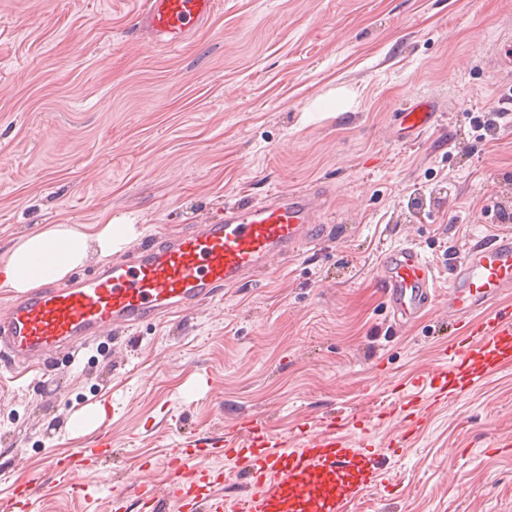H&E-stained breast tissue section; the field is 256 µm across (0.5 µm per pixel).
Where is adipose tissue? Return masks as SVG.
Listing matches in <instances>:
<instances>
[{"label": "adipose tissue", "instance_id": "1", "mask_svg": "<svg viewBox=\"0 0 512 512\" xmlns=\"http://www.w3.org/2000/svg\"><path fill=\"white\" fill-rule=\"evenodd\" d=\"M136 235L131 224H100L90 231L47 225L12 250L0 272V288L25 293L48 282L63 281L89 259L111 262L113 254Z\"/></svg>", "mask_w": 512, "mask_h": 512}]
</instances>
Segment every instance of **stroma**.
Segmentation results:
<instances>
[{
    "instance_id": "1",
    "label": "stroma",
    "mask_w": 512,
    "mask_h": 512,
    "mask_svg": "<svg viewBox=\"0 0 512 512\" xmlns=\"http://www.w3.org/2000/svg\"><path fill=\"white\" fill-rule=\"evenodd\" d=\"M144 0H0V267L46 224H134L132 247L272 192L318 193L324 240L223 299L62 349L0 356V498L33 480L36 512H140L169 448L241 417L277 435L328 413L376 437L357 512H512V367L429 411L403 448L376 425L391 386L444 367L458 254L512 233V0H222L167 51L133 27ZM436 125L402 139L415 97ZM415 245L438 298L394 321L382 252ZM106 410L112 456L61 479L49 454L86 446ZM152 462L150 473L140 466Z\"/></svg>"
}]
</instances>
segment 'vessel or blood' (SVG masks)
I'll return each mask as SVG.
<instances>
[{
	"mask_svg": "<svg viewBox=\"0 0 512 512\" xmlns=\"http://www.w3.org/2000/svg\"><path fill=\"white\" fill-rule=\"evenodd\" d=\"M217 7L218 0H145L135 24L156 44L175 48L207 24ZM436 120L435 104L428 99L413 102L399 115L400 129L407 135L428 129ZM315 208L313 193L278 191L256 204L225 208L222 217L176 238L129 251L93 275L14 297L0 308V352L17 363L40 362L60 347L84 345L112 328L192 310L320 240ZM379 272L396 320L412 318L435 298L436 275L414 246L383 254ZM509 292L512 234L473 239L448 286V308L463 318L458 346L449 353V370L430 386L414 380L419 400L391 402L379 413L384 421L400 417L406 423L395 446L409 441L427 410L454 402L482 375L512 364V312L498 306ZM245 435L244 449L233 437L204 449L191 441L169 449V479L159 489L144 487L143 512H225L224 497L216 491L224 472L205 462L220 454L234 459L252 487L235 499L234 512H346L380 478L371 433L350 415L322 416L318 429L288 438L272 435L253 419ZM111 453L112 438L100 429L93 447L51 458L48 467L68 476ZM48 491L35 482L20 488L15 512H29Z\"/></svg>",
	"mask_w": 512,
	"mask_h": 512,
	"instance_id": "b4317fda",
	"label": "vessel or blood"
}]
</instances>
